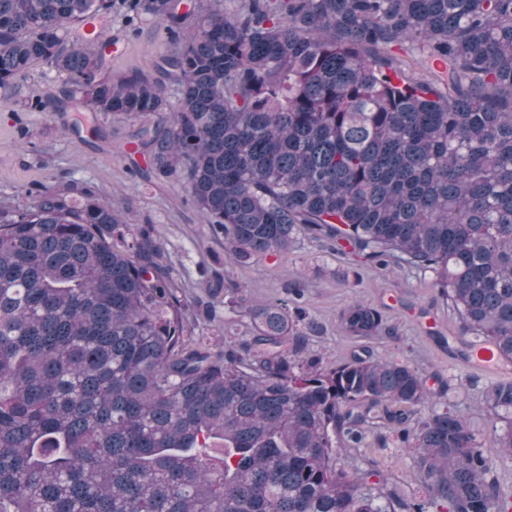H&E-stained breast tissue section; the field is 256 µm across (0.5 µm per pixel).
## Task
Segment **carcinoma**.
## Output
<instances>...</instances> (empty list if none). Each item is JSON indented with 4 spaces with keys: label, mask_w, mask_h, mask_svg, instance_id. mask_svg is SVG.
Returning a JSON list of instances; mask_svg holds the SVG:
<instances>
[{
    "label": "carcinoma",
    "mask_w": 512,
    "mask_h": 512,
    "mask_svg": "<svg viewBox=\"0 0 512 512\" xmlns=\"http://www.w3.org/2000/svg\"><path fill=\"white\" fill-rule=\"evenodd\" d=\"M0 0V99L35 62L93 112L166 110L138 131L224 247L281 259L297 232L436 275L464 329L512 361V0ZM119 9L174 40L161 78L115 82L67 27ZM302 291L250 308V338L184 340L150 233L42 192L0 209V512H507L465 417L418 370L303 355ZM371 337L379 310L343 314ZM512 456V382L486 393ZM384 417L427 480L408 499L351 471ZM224 441L212 463L201 450Z\"/></svg>",
    "instance_id": "obj_1"
}]
</instances>
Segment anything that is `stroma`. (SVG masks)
I'll return each instance as SVG.
<instances>
[{
    "label": "stroma",
    "instance_id": "35a3bbf8",
    "mask_svg": "<svg viewBox=\"0 0 512 512\" xmlns=\"http://www.w3.org/2000/svg\"><path fill=\"white\" fill-rule=\"evenodd\" d=\"M102 24L108 36L126 44L125 53L108 62L113 78L134 72L156 78L155 60L173 48L163 26L149 16L131 24L119 12ZM37 98L48 102V111L31 109V100ZM169 120L166 111L136 118L88 112L78 97L69 94L65 75L42 64L32 66L14 96L0 101V208H28L47 188L88 193L120 211L134 230H149L187 306L186 341L201 340L217 351L223 350L226 337H242L252 327L247 308L231 310L224 305L233 288L243 289L249 305H282L294 289H303L308 319L302 332L310 355L321 357L327 366L369 355L443 380L446 400L467 418L502 492L511 493L512 460L499 452L484 394L501 379L512 382V362L507 363L504 378L465 366L458 352L471 336L450 301L435 288L434 273L397 260L385 267L360 262L342 254L326 237L298 238L280 260L257 257L238 262L178 176H141L148 158L131 154L129 146L141 127ZM356 299L382 313L378 335L364 338L345 329L342 313ZM388 433L382 424L370 428L363 447L348 449L346 464L379 471L389 487L402 494H426L411 452L382 445Z\"/></svg>",
    "mask_w": 512,
    "mask_h": 512
}]
</instances>
